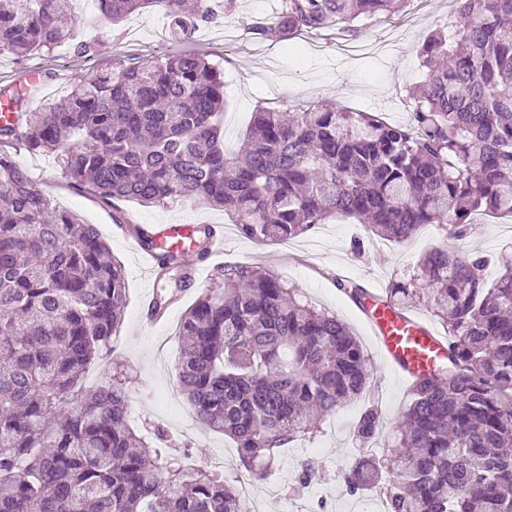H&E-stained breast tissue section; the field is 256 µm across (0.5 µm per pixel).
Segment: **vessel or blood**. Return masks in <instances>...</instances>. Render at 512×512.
<instances>
[{
    "instance_id": "obj_1",
    "label": "vessel or blood",
    "mask_w": 512,
    "mask_h": 512,
    "mask_svg": "<svg viewBox=\"0 0 512 512\" xmlns=\"http://www.w3.org/2000/svg\"><path fill=\"white\" fill-rule=\"evenodd\" d=\"M157 244L179 252L190 265L192 275L203 266L190 224H155L149 227ZM360 307L375 346L390 371L405 381L415 380L435 365L447 362L448 342L422 317L389 305L375 285H367Z\"/></svg>"
}]
</instances>
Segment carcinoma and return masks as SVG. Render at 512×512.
I'll use <instances>...</instances> for the list:
<instances>
[{"label": "carcinoma", "instance_id": "carcinoma-1", "mask_svg": "<svg viewBox=\"0 0 512 512\" xmlns=\"http://www.w3.org/2000/svg\"><path fill=\"white\" fill-rule=\"evenodd\" d=\"M410 0H282L259 39L334 28ZM423 39L424 80L412 121L391 124L333 103L253 113L242 153L222 137L224 72L197 54L155 57L79 82L60 98L0 89V512H251L224 474L191 467L137 436L126 381L86 386L112 354L127 302L124 272L96 228L53 205L12 151L56 155L73 184L112 203L202 199L227 206L239 232L286 242L333 216L394 243L426 224L457 239L476 212L512 216V0H453ZM65 0H0V53L26 59L70 40ZM235 0H99L114 23L163 12L177 41L218 23ZM434 249L386 300L422 301L448 330V366L411 387L387 458L355 459V495L387 481L390 512H512V258ZM156 310L191 283L158 247ZM223 288L181 318L179 386L200 423L231 437L242 467L264 480L280 449L316 432V418L371 387L368 358L335 315L276 276L227 265ZM381 424L365 406L356 441Z\"/></svg>", "mask_w": 512, "mask_h": 512}]
</instances>
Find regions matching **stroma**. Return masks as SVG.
<instances>
[{
    "label": "stroma",
    "instance_id": "stroma-1",
    "mask_svg": "<svg viewBox=\"0 0 512 512\" xmlns=\"http://www.w3.org/2000/svg\"><path fill=\"white\" fill-rule=\"evenodd\" d=\"M281 2L238 0L233 14L223 22L200 29L192 42L180 43L169 39L165 18L158 11L144 10L115 24L100 15L93 0H71L67 14L71 44L24 61L1 54L0 88L19 87L31 72L38 71L48 76L40 87V98L55 99L71 84L97 73L158 55L192 52L224 71V143L232 151L240 148L252 114L260 106L284 111L293 105L329 101L374 113L389 123H409L404 102L410 89L423 79L418 46L431 27L447 15L449 0H428L422 10L399 13L389 22L371 25L364 36L368 42L382 37L391 24H402L403 32L390 51L357 56L337 50L336 32L332 29L322 30L318 42L302 36L266 41L253 38L249 25L258 18L273 20ZM81 42L96 45V53L77 55L73 46ZM13 157L53 204L96 225L113 260L125 272L128 304L114 353L93 364L87 377L100 379L114 362L123 364L131 420L139 433L161 430L167 451L189 465L210 470L216 458H223V472L230 482L238 485L250 481L253 493L259 494L258 512H292L293 488L302 464L308 461L322 471L323 477L313 482L305 495L321 503L323 512H387L384 495L348 494L342 480L344 470L361 453L352 432V424L365 405L361 399L348 401L326 416L310 439L282 448L270 482L251 481L240 466L232 440L201 426L179 388L178 328L182 315L189 300L221 286V271L227 264L270 272L295 289L303 300L335 313L368 356L381 397L382 425L374 446L386 454L397 444L395 424L410 401V385L388 370L357 304L340 290V283L373 282L390 288L392 283L416 275L421 256L436 247L460 248L489 258L512 254V217L475 215L470 234L460 242L450 238L441 225L428 224L402 244L367 236L363 225L338 217L287 243L266 245L242 236L223 208L207 202L143 206L126 200L113 206L70 186L54 155L21 148ZM129 215L140 225L181 220L221 224L227 230L224 254L214 258L202 280L192 282L186 301L177 304L162 325L149 326L143 320L141 299L154 284L142 260L112 232L113 226ZM359 238L365 248L361 257L353 252V242Z\"/></svg>",
    "mask_w": 512,
    "mask_h": 512
}]
</instances>
